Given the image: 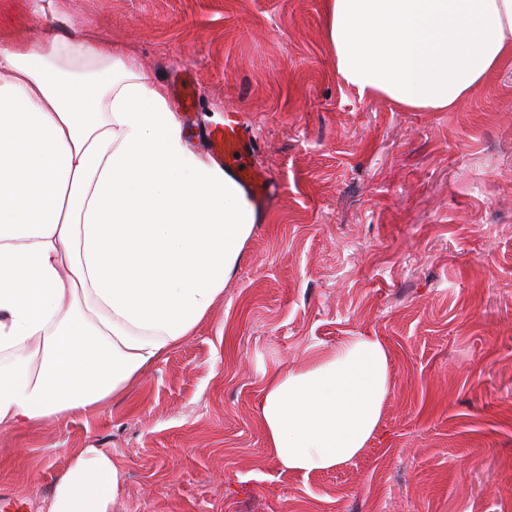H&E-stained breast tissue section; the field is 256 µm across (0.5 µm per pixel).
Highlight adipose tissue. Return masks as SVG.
I'll list each match as a JSON object with an SVG mask.
<instances>
[{"label": "adipose tissue", "instance_id": "ef3b65f1", "mask_svg": "<svg viewBox=\"0 0 512 512\" xmlns=\"http://www.w3.org/2000/svg\"><path fill=\"white\" fill-rule=\"evenodd\" d=\"M336 74L363 97L453 109L512 56V0H325ZM260 219L185 138L166 89L95 39L0 46V427L68 424L129 397L218 298ZM392 384L361 334L264 381L270 454L336 468L376 434ZM124 471L71 449L39 512H112Z\"/></svg>", "mask_w": 512, "mask_h": 512}]
</instances>
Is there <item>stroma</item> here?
Listing matches in <instances>:
<instances>
[{
	"mask_svg": "<svg viewBox=\"0 0 512 512\" xmlns=\"http://www.w3.org/2000/svg\"><path fill=\"white\" fill-rule=\"evenodd\" d=\"M99 37L156 80L190 74L198 127L236 108L275 194L224 295L132 396L68 426L0 430V500L33 512L69 449L124 465L114 512H512V58L452 111L343 84L324 0H0V33ZM381 337L392 385L367 448L283 469L267 373Z\"/></svg>",
	"mask_w": 512,
	"mask_h": 512,
	"instance_id": "obj_1",
	"label": "stroma"
}]
</instances>
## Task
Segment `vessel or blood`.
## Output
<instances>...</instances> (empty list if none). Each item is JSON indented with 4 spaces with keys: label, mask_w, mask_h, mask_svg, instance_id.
Segmentation results:
<instances>
[{
    "label": "vessel or blood",
    "mask_w": 512,
    "mask_h": 512,
    "mask_svg": "<svg viewBox=\"0 0 512 512\" xmlns=\"http://www.w3.org/2000/svg\"><path fill=\"white\" fill-rule=\"evenodd\" d=\"M208 139L213 159L219 164L233 167L243 185L258 197H265L268 191L267 180L249 162L255 147L243 123L237 119H227L222 130L209 131Z\"/></svg>",
    "instance_id": "1"
}]
</instances>
